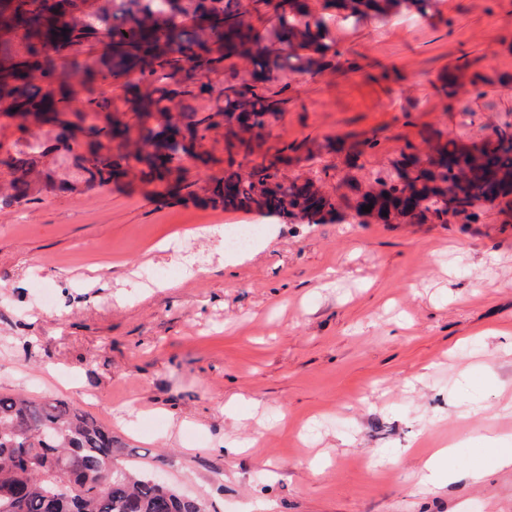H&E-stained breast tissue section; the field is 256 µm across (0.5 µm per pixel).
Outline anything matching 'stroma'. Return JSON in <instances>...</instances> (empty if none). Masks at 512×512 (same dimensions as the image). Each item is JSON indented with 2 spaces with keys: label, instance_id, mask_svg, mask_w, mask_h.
Instances as JSON below:
<instances>
[{
  "label": "stroma",
  "instance_id": "stroma-1",
  "mask_svg": "<svg viewBox=\"0 0 512 512\" xmlns=\"http://www.w3.org/2000/svg\"><path fill=\"white\" fill-rule=\"evenodd\" d=\"M359 68L275 73L289 103L267 145L376 135L364 174L424 128L480 139L512 122V0H437L353 26ZM488 78L448 109L438 77ZM387 70V82L374 76ZM28 202L0 209V393L73 403L112 429L118 460L209 512H512V469L421 489L512 448V223L284 222L127 178L87 189L55 152ZM264 224L228 265L219 231ZM170 238L175 251L157 252ZM203 270L186 275L183 256ZM452 446L448 445V448H439L424 464L423 469L420 473L419 483L424 487L434 486L438 483L440 477L439 468L441 466L445 467L446 458L448 455V480H452L456 467L455 464L451 462L452 457Z\"/></svg>",
  "mask_w": 512,
  "mask_h": 512
}]
</instances>
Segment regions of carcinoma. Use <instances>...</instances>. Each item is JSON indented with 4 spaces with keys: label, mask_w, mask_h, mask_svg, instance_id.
I'll use <instances>...</instances> for the list:
<instances>
[{
    "label": "carcinoma",
    "mask_w": 512,
    "mask_h": 512,
    "mask_svg": "<svg viewBox=\"0 0 512 512\" xmlns=\"http://www.w3.org/2000/svg\"><path fill=\"white\" fill-rule=\"evenodd\" d=\"M0 0V103L4 116L25 131L23 143L0 161L12 177L6 204L28 199L31 178L43 158L60 149L73 154L83 182L106 189L130 174L150 181L179 176L183 162L202 159L209 134L224 128V175L203 187V201L224 211L275 213L311 224L351 213L362 224H474L481 209L495 208L512 221V123L466 143L436 129L407 140L389 168L365 181L360 160L379 146L375 136L349 134L319 142L306 138L271 153L265 136L286 110L288 85L272 75L290 71L316 77L328 70L352 71L331 36V16L355 24L386 20L403 11L428 15L433 0ZM272 14L269 37L251 15ZM106 36L112 54L78 60L81 50ZM72 59L71 71L57 60ZM251 66L237 78L234 60ZM464 62L441 76L448 107L463 89L481 97L486 78L467 74ZM224 72L220 86L207 77ZM35 73L46 86L35 88ZM123 81L127 111H112L100 94L75 113L90 122L86 152L52 139L43 126H75L70 111L78 89ZM212 102L200 112L188 100ZM341 160L345 175L336 194L318 183ZM307 162L317 170L288 177L285 169ZM372 205L369 212L362 207ZM387 216H382V213ZM0 512H207L169 484L138 475L116 462L112 430L60 399L35 400L0 394Z\"/></svg>",
    "instance_id": "carcinoma-1"
}]
</instances>
